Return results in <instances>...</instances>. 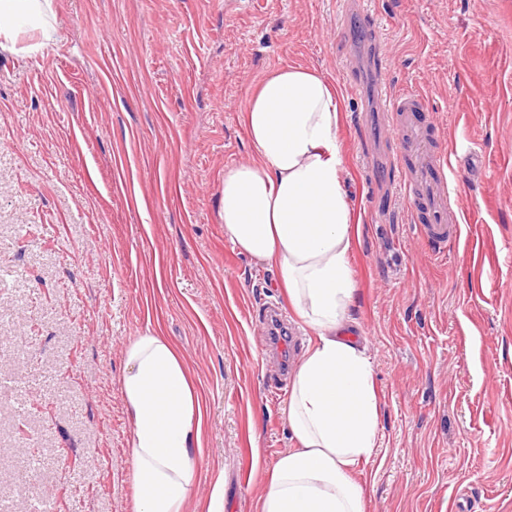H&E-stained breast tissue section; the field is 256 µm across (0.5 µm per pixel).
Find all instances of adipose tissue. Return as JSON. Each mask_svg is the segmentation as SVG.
<instances>
[{
	"instance_id": "adipose-tissue-1",
	"label": "adipose tissue",
	"mask_w": 512,
	"mask_h": 512,
	"mask_svg": "<svg viewBox=\"0 0 512 512\" xmlns=\"http://www.w3.org/2000/svg\"><path fill=\"white\" fill-rule=\"evenodd\" d=\"M54 21L51 0H0V50H14L24 29L52 40ZM243 121L253 155L224 169V235L277 269L313 335L284 409L291 448L269 471L257 512H365V490L350 472L376 454L380 399L366 348L343 334L356 287L337 97L313 70L275 69L249 96ZM124 363L133 512H183L202 432L188 369L151 331L127 342Z\"/></svg>"
}]
</instances>
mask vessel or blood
<instances>
[{
  "instance_id": "obj_1",
  "label": "vessel or blood",
  "mask_w": 512,
  "mask_h": 512,
  "mask_svg": "<svg viewBox=\"0 0 512 512\" xmlns=\"http://www.w3.org/2000/svg\"><path fill=\"white\" fill-rule=\"evenodd\" d=\"M378 109L391 119L398 147L390 163L402 178L395 191L409 205L410 215L426 247L436 255L460 237L462 209L449 200L448 167L434 142L432 127L423 123L429 105L409 91H392L385 81L376 84Z\"/></svg>"
}]
</instances>
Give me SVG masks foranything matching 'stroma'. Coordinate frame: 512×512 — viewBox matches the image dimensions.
Listing matches in <instances>:
<instances>
[{
	"mask_svg": "<svg viewBox=\"0 0 512 512\" xmlns=\"http://www.w3.org/2000/svg\"><path fill=\"white\" fill-rule=\"evenodd\" d=\"M56 36L0 51V512H133L123 345L183 355L203 413L190 505L224 479L256 512L289 446L258 314L274 270L224 236V169L269 71L335 88L358 222L349 325L372 359L381 446L366 512H512V0H52ZM381 35L374 60L365 29ZM429 97L464 209L428 254L381 172L372 104Z\"/></svg>",
	"mask_w": 512,
	"mask_h": 512,
	"instance_id": "35a3bbf8",
	"label": "stroma"
}]
</instances>
